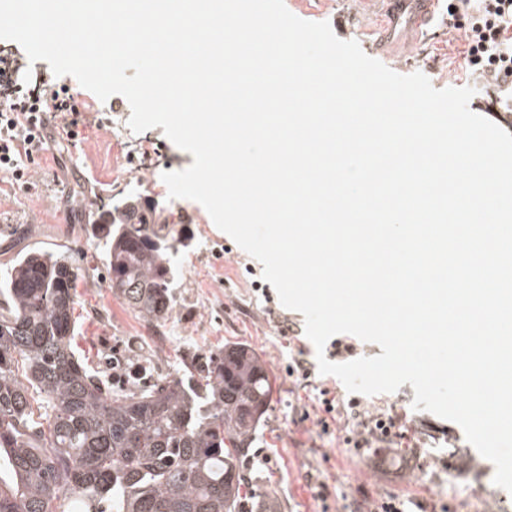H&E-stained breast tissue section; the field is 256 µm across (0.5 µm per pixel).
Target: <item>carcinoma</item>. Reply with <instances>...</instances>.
I'll return each mask as SVG.
<instances>
[{
  "mask_svg": "<svg viewBox=\"0 0 512 512\" xmlns=\"http://www.w3.org/2000/svg\"><path fill=\"white\" fill-rule=\"evenodd\" d=\"M94 238L113 293L167 319L182 231L128 197L98 213ZM75 263L32 251L0 276V512H240L263 364L221 347L137 392L112 389L71 348Z\"/></svg>",
  "mask_w": 512,
  "mask_h": 512,
  "instance_id": "cac0c4a2",
  "label": "carcinoma"
}]
</instances>
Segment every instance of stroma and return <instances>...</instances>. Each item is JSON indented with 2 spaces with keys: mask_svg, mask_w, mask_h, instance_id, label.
I'll return each instance as SVG.
<instances>
[{
  "mask_svg": "<svg viewBox=\"0 0 512 512\" xmlns=\"http://www.w3.org/2000/svg\"><path fill=\"white\" fill-rule=\"evenodd\" d=\"M290 12L308 21L329 22L343 40L372 43L381 18L371 0H285ZM461 35L435 20L412 46L399 47L404 74L423 73L434 88L466 87L459 66ZM88 103L84 138L74 148L55 144L31 165L27 185L0 175V273L31 251L80 250L76 329L71 346L83 360L112 368V351H127L132 362L175 374L183 356L224 345L248 347L260 358L272 382L268 410L251 437L243 461L244 512H370L372 505L396 497L406 512H488L492 499L512 508V493L493 482L495 466L466 440L462 428L433 417L447 436L421 449L416 465H400V449L377 464L373 449L345 447L346 422L322 429L321 388L348 401L342 382L328 383L316 371V349L305 333L285 337L276 325L288 317L304 326L303 315L284 307L262 266L213 223L199 203L172 199L162 173L186 169L190 153L156 127L133 133L129 102L120 95L100 101L69 75L56 78ZM155 199L162 220L182 225L185 239L173 257V309L167 320L148 323L128 309L110 288L106 262L96 249L92 225L99 207L131 195ZM313 371L300 380L288 373L296 360ZM414 389L362 396L369 415L396 413L424 419L414 410ZM486 498L476 501L472 491Z\"/></svg>",
  "mask_w": 512,
  "mask_h": 512,
  "instance_id": "stroma-1",
  "label": "stroma"
}]
</instances>
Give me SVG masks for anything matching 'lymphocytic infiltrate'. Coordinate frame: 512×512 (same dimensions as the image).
<instances>
[{
  "mask_svg": "<svg viewBox=\"0 0 512 512\" xmlns=\"http://www.w3.org/2000/svg\"><path fill=\"white\" fill-rule=\"evenodd\" d=\"M448 28L462 32L461 68L485 87L492 104L512 102V0H448ZM18 61L0 67V173L25 182L29 165L59 140L81 139L82 109L68 87L49 79L20 83ZM357 436L354 447L390 448L406 434L394 417H367L358 401L348 404Z\"/></svg>",
  "mask_w": 512,
  "mask_h": 512,
  "instance_id": "obj_1",
  "label": "lymphocytic infiltrate"
}]
</instances>
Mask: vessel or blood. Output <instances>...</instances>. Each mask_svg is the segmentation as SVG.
Listing matches in <instances>:
<instances>
[{"label": "vessel or blood", "instance_id": "vessel-or-blood-1", "mask_svg": "<svg viewBox=\"0 0 512 512\" xmlns=\"http://www.w3.org/2000/svg\"><path fill=\"white\" fill-rule=\"evenodd\" d=\"M439 0H377L384 17L375 41L377 48L405 43L434 19Z\"/></svg>", "mask_w": 512, "mask_h": 512}]
</instances>
